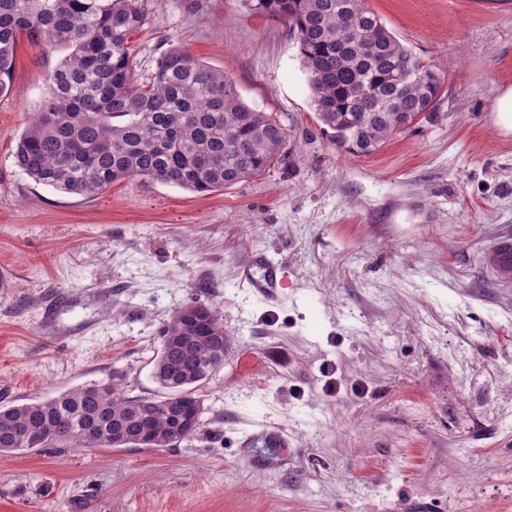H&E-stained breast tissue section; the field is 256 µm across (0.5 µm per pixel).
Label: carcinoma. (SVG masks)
Listing matches in <instances>:
<instances>
[{"label": "carcinoma", "instance_id": "obj_1", "mask_svg": "<svg viewBox=\"0 0 512 512\" xmlns=\"http://www.w3.org/2000/svg\"><path fill=\"white\" fill-rule=\"evenodd\" d=\"M281 19L299 44L323 133L353 156H369L394 135L436 115L442 77L414 57L365 0H244ZM144 0H0V94L13 87L18 41H48L69 53L19 137L16 166L38 184L91 196L144 177L207 194L265 172L284 155L286 130L242 101L224 71L181 47L137 71L133 36ZM490 263L512 272V245ZM153 375L160 398L127 397L115 382L0 407V453L54 445L135 448L152 407L153 448L196 433L199 387L224 365V326L213 307L177 310L159 331ZM128 439L118 443L116 431Z\"/></svg>", "mask_w": 512, "mask_h": 512}]
</instances>
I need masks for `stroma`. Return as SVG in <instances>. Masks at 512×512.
<instances>
[{"label":"stroma","mask_w":512,"mask_h":512,"mask_svg":"<svg viewBox=\"0 0 512 512\" xmlns=\"http://www.w3.org/2000/svg\"><path fill=\"white\" fill-rule=\"evenodd\" d=\"M141 72L174 46L287 132L210 194L35 183L18 138L64 56L21 40L0 96V406L119 379L159 397L158 330L224 319L197 433L168 448L0 453V512H512V0H367L443 78L437 116L354 157L323 135L299 45L244 0H145ZM273 293L242 284L255 255ZM280 431L285 447H241Z\"/></svg>","instance_id":"stroma-1"}]
</instances>
